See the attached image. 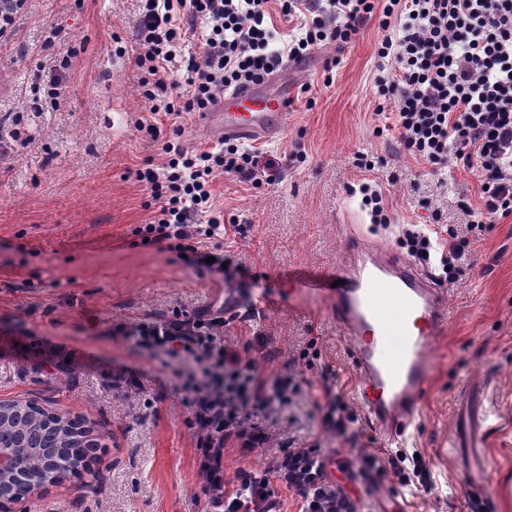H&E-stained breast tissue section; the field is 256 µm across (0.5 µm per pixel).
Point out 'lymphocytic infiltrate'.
I'll return each mask as SVG.
<instances>
[{"label": "lymphocytic infiltrate", "mask_w": 512, "mask_h": 512, "mask_svg": "<svg viewBox=\"0 0 512 512\" xmlns=\"http://www.w3.org/2000/svg\"><path fill=\"white\" fill-rule=\"evenodd\" d=\"M136 27L143 96L154 113L172 118L163 138L161 168L135 173L153 204L149 222L134 233L148 244H165L197 267L222 270L208 262L200 238L218 235L224 216L214 207L213 183L233 174L259 183L260 149L222 142L213 149L188 148L179 120L186 112H206L228 89L272 75L286 60H300L326 44L344 48L363 25L379 16L384 34L378 58L393 62L375 85L379 104H394L400 140L412 156L433 170L449 159L462 161L480 185L483 210L512 215V0H141ZM300 14L301 31L278 41L271 17ZM206 24L197 34L198 24ZM199 36V55L188 57L177 79L165 73L190 36ZM408 252L435 262L441 277L464 273L469 244L449 230L440 238L428 225L405 232ZM223 317L174 313L141 322L124 336L136 347L160 351L182 362L181 382L199 432L198 469L213 512H269L273 481L300 499L299 512H354L352 503L326 481V458L318 446L292 448L263 471L242 472L227 483L226 445L250 453L266 447L261 417L287 405L302 391L296 372L261 375L255 361L242 359L221 335ZM377 474L394 472L401 482L430 491L429 467L412 455L409 467L381 449H361L357 458Z\"/></svg>", "instance_id": "1"}]
</instances>
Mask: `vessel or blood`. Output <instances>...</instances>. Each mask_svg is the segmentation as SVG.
<instances>
[{
    "label": "vessel or blood",
    "mask_w": 512,
    "mask_h": 512,
    "mask_svg": "<svg viewBox=\"0 0 512 512\" xmlns=\"http://www.w3.org/2000/svg\"><path fill=\"white\" fill-rule=\"evenodd\" d=\"M293 95L287 84L275 90L247 85L226 92L225 107L198 115L200 126H219L225 137L263 141L280 137L288 125ZM335 280H309L335 303L336 322L347 338L358 371L353 397L368 424L388 446H403L418 416L428 384V348L448 321V293L399 253H374L357 234L345 242ZM486 416L461 398L454 421V445L465 484L464 499L483 500L490 481Z\"/></svg>",
    "instance_id": "b4317fda"
}]
</instances>
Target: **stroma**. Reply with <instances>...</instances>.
<instances>
[{
	"label": "stroma",
	"mask_w": 512,
	"mask_h": 512,
	"mask_svg": "<svg viewBox=\"0 0 512 512\" xmlns=\"http://www.w3.org/2000/svg\"><path fill=\"white\" fill-rule=\"evenodd\" d=\"M139 0H26L12 32L0 38V401L34 400L89 420L100 451L88 470L21 501L24 512H206L197 465L198 434L185 393L166 356L137 348L122 327L172 312H223L226 295L265 296L262 314H225L228 344L267 376L299 359L303 392L271 416L267 447L226 449L227 477L264 470L288 449L319 444L332 482L356 512H379L373 471L340 472L338 463L384 442L364 420L345 435L324 433L318 404L326 392L352 399L358 374L324 293L297 278L333 271L351 229L402 252V231L429 224L438 233L481 207L479 184L462 162L431 173L404 151L392 106L377 110L374 81L383 35L371 18L344 50L312 51L303 69L285 67L294 87L288 125L265 141L275 181L252 187L217 177L223 235L203 249L233 260L225 273L186 265L176 252L143 243L135 227L152 215L150 192L135 172L161 167V142L139 124L155 116L134 64ZM77 47L58 107H32L36 66H52L45 45ZM120 36L124 57L112 51ZM335 61L332 84L324 66ZM375 167L357 165L358 155ZM381 189L390 218L372 223L363 184ZM467 268L447 283L449 319L430 346V374L406 453L430 467L431 493L410 512H459L464 493L453 447L457 396L475 390L486 416L490 512H512V215H483L468 233ZM141 371L143 391L118 382Z\"/></svg>",
	"instance_id": "35a3bbf8"
}]
</instances>
